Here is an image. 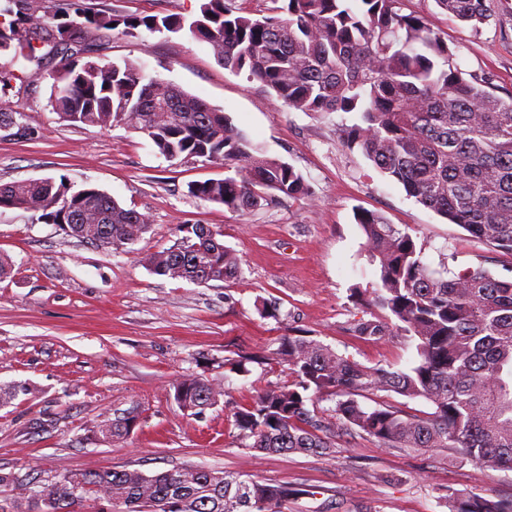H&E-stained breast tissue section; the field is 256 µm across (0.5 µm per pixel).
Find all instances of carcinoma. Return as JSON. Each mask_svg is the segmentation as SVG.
Here are the masks:
<instances>
[{
	"label": "carcinoma",
	"mask_w": 512,
	"mask_h": 512,
	"mask_svg": "<svg viewBox=\"0 0 512 512\" xmlns=\"http://www.w3.org/2000/svg\"><path fill=\"white\" fill-rule=\"evenodd\" d=\"M16 19L0 22V53L37 58L39 37L28 16L29 0H8ZM277 14L241 15L227 0H204L188 20L173 15L143 18L94 11L81 0L56 8L53 42L59 64L38 74L51 80L49 103L61 119L107 128L124 123L167 159L183 155L224 167L222 179L189 186L194 196L234 211L262 209L281 197L310 190L291 165L262 154L225 113L171 82L149 77L131 63L102 64L81 45L77 30L133 33L188 31L218 60L273 91L301 112L356 116L344 129L358 148L406 193L451 224L497 250L512 254V94L504 99L478 80L461 76L453 55L421 15H402L398 0H281ZM474 31L490 24L487 0H435ZM17 208L66 235L119 248L150 229L147 214L127 209L96 188L73 189L65 178L0 184V209ZM356 221L376 266L375 286L356 285L351 295L379 310L354 323L362 340L396 329L417 341L407 370L367 367L305 332L279 338L277 354L292 381L260 389L234 412L238 435L268 454L328 453L333 448L308 404L335 401L336 423L386 448H447L458 460L512 472V278L484 270L436 269L411 234L376 212ZM170 249L148 258L152 273L197 284L224 281L241 271L224 234L207 224H181ZM363 391L423 398L426 417L389 404L367 408ZM224 395L221 385L187 376L174 386L178 405L200 415ZM121 439L130 418L98 424ZM3 486L38 496V503L9 496L0 512H278L293 490L238 473L176 468L154 474L137 469H88L34 488L33 478L0 474ZM448 512H512L511 497L447 490Z\"/></svg>",
	"instance_id": "obj_1"
}]
</instances>
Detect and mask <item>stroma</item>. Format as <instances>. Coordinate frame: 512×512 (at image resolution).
<instances>
[{
  "mask_svg": "<svg viewBox=\"0 0 512 512\" xmlns=\"http://www.w3.org/2000/svg\"><path fill=\"white\" fill-rule=\"evenodd\" d=\"M99 11L137 17L195 16L201 0H91ZM402 13L424 16L447 43L464 75L512 93V0H490L494 15L481 32L456 21L435 0H400ZM104 63L130 61L175 83L213 108L266 155L293 166L311 195L283 199L251 212H233L192 195L194 182L224 178L204 159L167 160L122 123L75 125L49 104L40 64L0 55L15 75L0 90V183L67 177L93 186L124 207L148 214L151 228L120 248L66 236L54 224L19 209H0V255L12 262L0 280V386L25 393L0 406V473L51 479L85 469H137L147 474L201 467L244 474L294 488L282 512H448L446 489L512 496V473L486 471L451 459L444 448H386L355 433L331 435L328 455H265L249 448L233 412L268 385H285L278 338L289 328L309 331L365 366L405 370L416 342L399 332L377 341L353 336L354 320L370 310L350 296L376 281L355 220L382 214L410 233L434 268L512 270V255L448 223L408 197L360 150L348 149L341 112H300L272 91L218 62L189 33L89 35ZM209 224L241 261L240 274L205 285L153 274L146 256L171 248L181 224ZM257 353L265 364L246 374L229 361ZM195 375L224 388L202 415L173 398L178 378ZM137 424L121 439L96 427L127 412Z\"/></svg>",
  "mask_w": 512,
  "mask_h": 512,
  "instance_id": "35a3bbf8",
  "label": "stroma"
}]
</instances>
